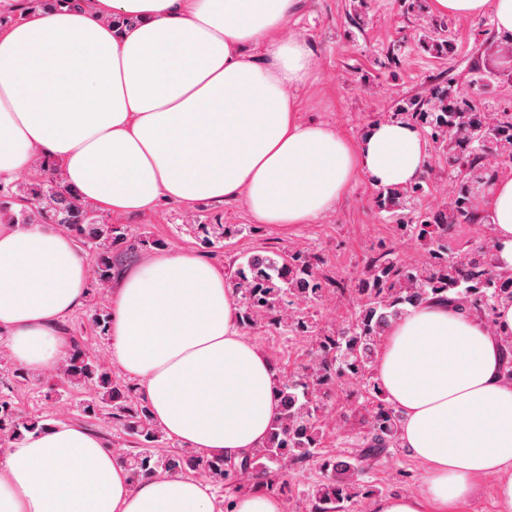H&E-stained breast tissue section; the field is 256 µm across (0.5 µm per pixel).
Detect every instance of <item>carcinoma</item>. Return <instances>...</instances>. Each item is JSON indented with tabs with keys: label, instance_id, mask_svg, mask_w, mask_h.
Returning <instances> with one entry per match:
<instances>
[{
	"label": "carcinoma",
	"instance_id": "obj_1",
	"mask_svg": "<svg viewBox=\"0 0 512 512\" xmlns=\"http://www.w3.org/2000/svg\"><path fill=\"white\" fill-rule=\"evenodd\" d=\"M53 0H16L0 23L24 20ZM466 85L445 79L428 96L411 99L400 107L406 118L429 128V136L448 164L452 190L448 202L436 210H415L409 221L399 220L416 244L425 248L419 265L403 264L391 249H379L366 259L365 269L352 291L360 300L355 317L325 330L311 312L326 292L348 289L344 281L327 275L321 257L300 248L286 252L255 250L237 256L229 266L227 285L241 301V322L251 328L260 322L285 334L305 336L312 342L309 358L293 375L279 381L278 412L268 438L238 463L209 458L183 449H156L167 444L165 434L149 417V408L135 388L112 379L98 357L76 344L56 374L49 391L63 386L86 390L78 406L84 415L109 416L132 439L122 452L134 478L157 473L201 477L219 489H260L276 496L292 493L283 463L317 460L323 479L298 493V512H350L361 499L374 494L363 475L372 461L396 454L400 447L401 418L386 401L373 379L379 345L390 325L409 309L432 301L449 302L462 313L495 327L496 309L512 304V277L499 268L493 246L480 244L464 256L448 247L456 225L479 223L476 195L490 184L501 165L512 164V113L473 108L464 98L482 88L483 71L472 68ZM17 206L0 208L6 224H53L71 232L88 249L96 294L102 295L120 274L121 266L141 251L162 242L145 231L132 232L126 224H112L88 203L61 186L55 165L40 162L28 178L14 184ZM424 193L422 182L385 188L379 204L395 214ZM189 231L214 247L247 230L243 224H190ZM362 388L361 399L336 417V425L362 409L366 426L356 457L320 453L325 429L319 412L331 404L347 384ZM45 420L21 415L5 395H0V443L39 433Z\"/></svg>",
	"mask_w": 512,
	"mask_h": 512
}]
</instances>
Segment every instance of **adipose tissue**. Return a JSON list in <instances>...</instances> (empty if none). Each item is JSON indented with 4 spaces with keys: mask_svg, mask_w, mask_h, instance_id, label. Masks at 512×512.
Listing matches in <instances>:
<instances>
[{
    "mask_svg": "<svg viewBox=\"0 0 512 512\" xmlns=\"http://www.w3.org/2000/svg\"><path fill=\"white\" fill-rule=\"evenodd\" d=\"M301 0H80L0 27V182L34 159L110 214L160 202H238L260 224H307L356 176L376 187L416 182L425 135L391 119L349 143L300 120L314 52L282 36ZM438 15L490 16L512 44V0H430ZM500 267L512 272V177L478 195ZM89 260L49 224L0 225V333L33 372L68 353L61 326L89 294ZM107 349L150 418L180 447L237 462L267 438L278 379L248 341L240 298L221 264L162 249L122 271L109 293ZM451 304L426 303L387 330L375 379L401 415V446L426 464L422 494H389L371 512H448L497 478L512 512V383L501 336ZM0 512H215L211 488L187 476L133 479L111 441L78 421L0 448Z\"/></svg>",
    "mask_w": 512,
    "mask_h": 512,
    "instance_id": "adipose-tissue-1",
    "label": "adipose tissue"
}]
</instances>
